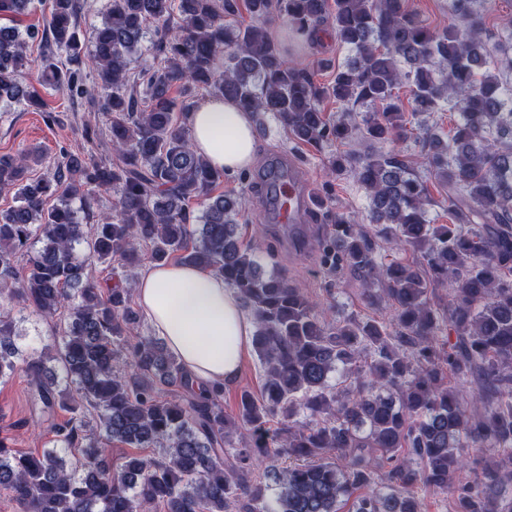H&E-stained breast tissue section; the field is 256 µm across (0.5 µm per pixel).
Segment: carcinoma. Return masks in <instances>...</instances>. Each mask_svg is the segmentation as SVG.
<instances>
[{
    "label": "carcinoma",
    "instance_id": "cac0c4a2",
    "mask_svg": "<svg viewBox=\"0 0 512 512\" xmlns=\"http://www.w3.org/2000/svg\"><path fill=\"white\" fill-rule=\"evenodd\" d=\"M32 0H0V15L20 17ZM486 0H451L453 22L426 24L408 0H278L302 35L329 26L352 52L328 83L286 61L266 25L272 0H246L253 22H224L236 0H110L84 57L77 32L80 0H51L38 81L81 92L88 68L99 87L90 107L111 114L112 152L96 154L99 133L83 127L87 147L57 162L50 181H28L37 149L0 155V191L18 204L0 212V379L24 371L43 409L71 413L54 422L52 448L22 453L0 438V496L22 512H423L418 490L452 491L455 512H512V20L492 33ZM160 36L141 89L133 55L149 24ZM35 32L0 26V102L45 107L22 87L27 41ZM409 88L411 110L397 91ZM205 92L235 102L259 123L274 115L298 144L321 148L407 135L413 120L456 116L451 140L424 130L426 164L451 190V224L428 216L425 181L392 154L329 157L353 170L368 194L370 223L423 254L430 278L405 262L377 261L372 236L332 211L322 187L319 213L330 224L317 242L330 274L359 275L369 304L387 299L390 323L321 321L295 283L267 274L243 244L240 196L215 193L224 173L193 149L188 120ZM329 103L362 106L358 123L326 117ZM115 192V214L79 223L73 203L93 206L94 191ZM202 205L190 226L189 205ZM26 268L17 267L18 255ZM176 258L224 277L254 321L253 349L264 366L261 397L240 395L232 422L224 388L198 391L164 342H130L140 316L131 289L100 286L99 263L137 267ZM451 282L448 305L432 300ZM385 288L377 292L371 284ZM45 320L64 315L59 359L18 345L7 305ZM179 383L168 398L161 387ZM94 415L110 442L156 448L129 454L120 470L87 430ZM288 423L282 437L266 424ZM251 432L237 448L233 431ZM465 448H495L496 460ZM77 451L69 462L63 452ZM288 455L274 485L253 470ZM469 468L474 478L454 483Z\"/></svg>",
    "mask_w": 512,
    "mask_h": 512
}]
</instances>
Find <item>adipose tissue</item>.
I'll use <instances>...</instances> for the list:
<instances>
[{
  "label": "adipose tissue",
  "instance_id": "adipose-tissue-1",
  "mask_svg": "<svg viewBox=\"0 0 512 512\" xmlns=\"http://www.w3.org/2000/svg\"><path fill=\"white\" fill-rule=\"evenodd\" d=\"M191 142L212 167L233 174L254 162L249 113L220 98L198 104L190 118ZM138 304L156 336L179 359L192 381L209 387L233 380L254 334L245 312L223 277L204 267L168 263L140 273Z\"/></svg>",
  "mask_w": 512,
  "mask_h": 512
}]
</instances>
